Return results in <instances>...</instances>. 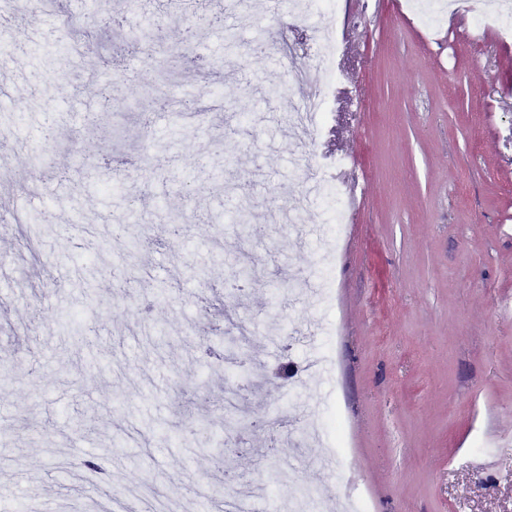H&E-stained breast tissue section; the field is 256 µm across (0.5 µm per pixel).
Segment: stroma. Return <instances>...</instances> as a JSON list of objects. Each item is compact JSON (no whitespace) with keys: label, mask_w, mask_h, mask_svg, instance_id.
<instances>
[{"label":"stroma","mask_w":512,"mask_h":512,"mask_svg":"<svg viewBox=\"0 0 512 512\" xmlns=\"http://www.w3.org/2000/svg\"><path fill=\"white\" fill-rule=\"evenodd\" d=\"M337 0L335 14L267 13L262 27L213 0H64L19 14L29 41L10 64L0 120L5 187L22 223L0 232V502L22 512H215L266 484L288 506L346 491L368 512H512V446L468 462L481 436L512 434V15L483 0L467 28L429 40L407 0ZM91 14L95 42L67 49L63 16ZM163 24V46L127 38ZM204 69H175L186 28ZM339 33L336 79L315 154L286 136L288 115L325 74L283 42ZM264 43L261 52L254 43ZM122 84L111 104L101 90ZM69 134L35 147L46 111ZM355 156L363 199L325 235L323 196L306 197L314 157ZM139 203L123 208L126 194ZM53 210L52 226L29 217ZM298 213L303 236L268 214ZM126 214L125 236L105 226ZM137 240L135 254L126 243ZM259 254L246 292L225 288L243 242ZM256 329L239 345L250 420L226 410L228 319ZM323 323L294 361L331 360L321 377L272 375L271 328ZM346 459L335 455V429ZM98 457L101 469L82 467ZM276 468L279 479L267 483Z\"/></svg>","instance_id":"1"}]
</instances>
